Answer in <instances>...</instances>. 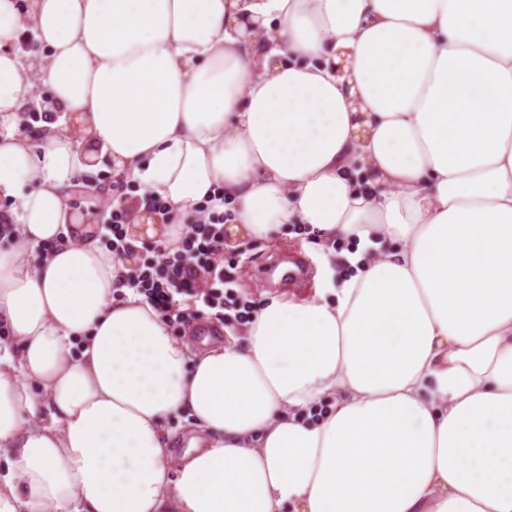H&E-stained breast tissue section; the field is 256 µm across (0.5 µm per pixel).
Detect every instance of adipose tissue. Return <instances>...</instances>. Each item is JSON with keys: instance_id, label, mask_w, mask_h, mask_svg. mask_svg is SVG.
<instances>
[{"instance_id": "adipose-tissue-1", "label": "adipose tissue", "mask_w": 512, "mask_h": 512, "mask_svg": "<svg viewBox=\"0 0 512 512\" xmlns=\"http://www.w3.org/2000/svg\"><path fill=\"white\" fill-rule=\"evenodd\" d=\"M102 166L353 273L195 352ZM0 199V512H512V0H0ZM111 180V177L104 172H99L97 175L93 176V179L90 180L91 185L86 186L84 188H80L73 193L70 205L72 208L80 211H104L103 206L105 205V201H108V196L105 192L99 191V189L105 185H107ZM79 190L83 191V199L81 200V204H79ZM77 202V204H75Z\"/></svg>"}]
</instances>
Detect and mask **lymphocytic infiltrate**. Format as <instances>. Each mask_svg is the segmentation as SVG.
Instances as JSON below:
<instances>
[{"instance_id":"obj_1","label":"lymphocytic infiltrate","mask_w":512,"mask_h":512,"mask_svg":"<svg viewBox=\"0 0 512 512\" xmlns=\"http://www.w3.org/2000/svg\"><path fill=\"white\" fill-rule=\"evenodd\" d=\"M199 211L203 220L175 237L156 241L143 254L126 230L131 212L117 204L104 220L106 232L101 242L118 260L129 262L123 275L125 285L144 296L168 324L189 329L204 307L213 310L219 322H247L251 304L225 298L226 288L233 283L224 270V223L228 215L215 211L209 201L200 205ZM189 298L200 302V309L187 307Z\"/></svg>"}]
</instances>
